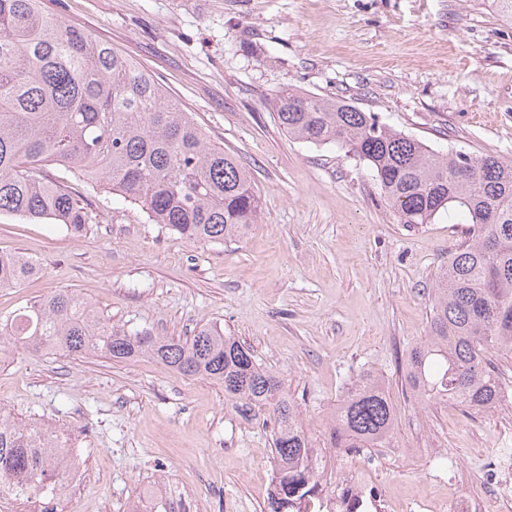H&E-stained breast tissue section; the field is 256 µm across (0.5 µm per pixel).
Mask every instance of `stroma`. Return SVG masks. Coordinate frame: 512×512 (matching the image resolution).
<instances>
[{
    "label": "stroma",
    "instance_id": "35a3bbf8",
    "mask_svg": "<svg viewBox=\"0 0 512 512\" xmlns=\"http://www.w3.org/2000/svg\"><path fill=\"white\" fill-rule=\"evenodd\" d=\"M42 9L151 73L210 143L247 167L261 198L242 239L178 238L101 184L45 166L96 216L86 236L0 214V251L40 273L0 290L6 316L71 290L104 317L157 336L220 325L284 382L323 440L350 382L385 383L395 441L377 465L398 499L479 489L476 462L512 439V415L427 404L407 351L427 333L431 292L467 225L400 224L370 171L333 145L288 137L271 103L293 86L378 113L436 151L512 161V19L497 0H41ZM0 409L67 430L86 481L56 512H128L165 480L208 486L200 512H262L273 421H244L221 386L142 356L0 358ZM461 464L458 474L448 459Z\"/></svg>",
    "mask_w": 512,
    "mask_h": 512
}]
</instances>
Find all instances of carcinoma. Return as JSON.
<instances>
[{"label": "carcinoma", "mask_w": 512, "mask_h": 512, "mask_svg": "<svg viewBox=\"0 0 512 512\" xmlns=\"http://www.w3.org/2000/svg\"><path fill=\"white\" fill-rule=\"evenodd\" d=\"M289 137L336 144L364 163L400 223L440 216L470 225L434 288L429 329L408 353L405 379L427 403L487 412L504 397L487 364L512 355V162L440 153L335 98L284 88L274 97ZM52 163L139 205L170 233L197 242L240 238L261 209L251 173L206 141L167 90L133 61L46 14L39 0H0V213L88 232L93 217L64 185L46 181ZM39 273L31 259L0 253V288ZM20 344L124 362L148 355L183 376L224 387L236 415L274 420L275 488L264 512H299L326 489L320 453L282 380L217 325L191 337L155 336L102 317L78 294L59 290L5 318L0 347ZM383 382L357 377L336 404L325 448H374L395 441ZM37 428L0 413V488L17 500L53 496L66 485L63 460L45 451Z\"/></svg>", "instance_id": "obj_1"}]
</instances>
